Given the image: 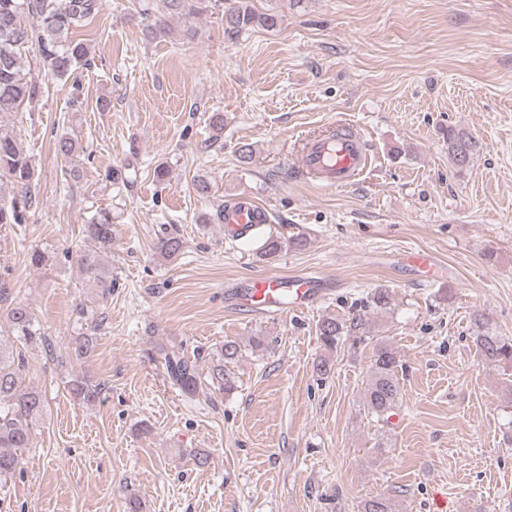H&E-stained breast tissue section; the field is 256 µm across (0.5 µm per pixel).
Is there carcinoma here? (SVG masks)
<instances>
[{"mask_svg":"<svg viewBox=\"0 0 512 512\" xmlns=\"http://www.w3.org/2000/svg\"><path fill=\"white\" fill-rule=\"evenodd\" d=\"M162 10L184 15L197 11L199 0H160ZM101 0H0V112H16L20 106L36 98L41 87L25 79L22 55L37 49L47 73L68 80L82 65L89 62L90 45L75 38V30L88 26L101 9ZM31 23L22 22V13ZM273 14H256L246 5L224 12V31L238 34L257 24L267 29L277 26ZM448 158L463 171L474 157L486 149L482 140L462 128L448 127ZM34 168L30 157L20 148L15 135L0 129V224H23L26 215L39 204L34 185ZM86 249L81 251L80 264L85 277L99 288L102 297L112 294V272L100 263L101 254L112 248V214L99 211L85 227ZM183 240L175 233L160 238L159 253L166 259L181 254ZM15 341L22 346H50L48 338L35 326L31 309L21 303L7 311ZM474 340L478 355L488 365L505 371L512 369V336L499 333L482 314L473 317ZM349 329L346 321L326 317L318 322L317 336L328 351H333ZM239 345L224 341L217 364L210 373L212 382L226 392L234 389L232 373L226 364L240 354ZM402 367L397 352L386 344L376 348L365 387L364 412L376 422H389L400 403L398 368ZM25 359L13 354L0 343V483L7 481L22 464L21 452L30 447L33 426L45 410L41 392L23 385ZM166 372L171 383L187 395H194L204 384L196 362L185 356L169 353ZM74 398L93 404L99 400L102 387L83 377L67 382ZM360 512H394L387 497L364 500Z\"/></svg>","mask_w":512,"mask_h":512,"instance_id":"obj_1","label":"carcinoma"}]
</instances>
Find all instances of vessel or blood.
Listing matches in <instances>:
<instances>
[{"label": "vessel or blood", "mask_w": 512, "mask_h": 512, "mask_svg": "<svg viewBox=\"0 0 512 512\" xmlns=\"http://www.w3.org/2000/svg\"><path fill=\"white\" fill-rule=\"evenodd\" d=\"M370 153L358 133L344 128L332 136H319L304 142L298 168L304 178L327 187L349 185L367 167ZM269 220L267 209L248 195H241L224 207V233L235 237L253 225ZM324 291L323 281L311 273L290 275L269 273L251 279L232 297L234 307L244 311L279 314L303 309Z\"/></svg>", "instance_id": "vessel-or-blood-1"}]
</instances>
